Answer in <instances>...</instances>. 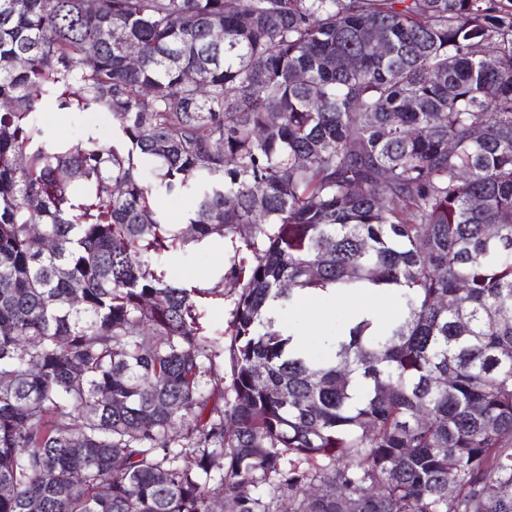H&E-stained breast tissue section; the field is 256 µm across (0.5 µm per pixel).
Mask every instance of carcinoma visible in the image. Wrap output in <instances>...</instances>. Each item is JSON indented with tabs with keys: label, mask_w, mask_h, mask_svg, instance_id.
Here are the masks:
<instances>
[{
	"label": "carcinoma",
	"mask_w": 512,
	"mask_h": 512,
	"mask_svg": "<svg viewBox=\"0 0 512 512\" xmlns=\"http://www.w3.org/2000/svg\"><path fill=\"white\" fill-rule=\"evenodd\" d=\"M0 103V512H512V0H0ZM226 239L207 331L162 258ZM41 120L51 133L71 143H78L89 134L103 141L112 140V117L103 111L49 108L42 112ZM156 209L167 216L169 224L187 227L186 217L191 208V201L185 197L159 195L155 199ZM224 303L221 298H213L211 301V308L209 318L215 325H224L226 327L227 321L230 319V313L233 309L232 297L235 294V285L224 279ZM394 290L388 292H379L373 288L355 294L342 296L327 290H307L305 293L308 301L313 304H307L305 299L296 302V305L281 314V320L285 326L291 330L304 331L310 342L309 349L316 352H324L332 343L336 334V328L343 317L355 319L358 317H367L380 320L377 307L381 300L390 299ZM332 293V294H325ZM332 295L335 302L339 303L345 310V316L340 305L332 306H314L318 305L319 299L323 296Z\"/></svg>",
	"instance_id": "1"
}]
</instances>
